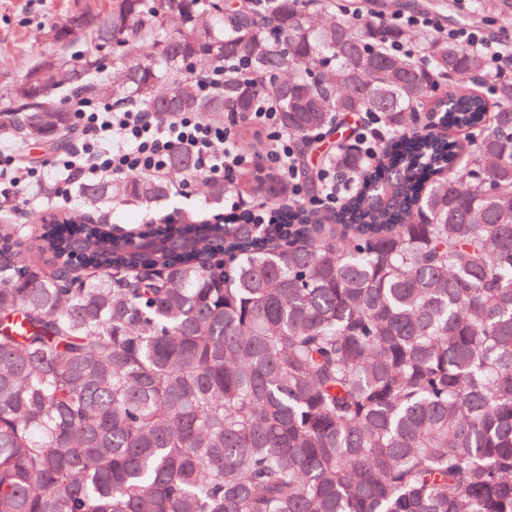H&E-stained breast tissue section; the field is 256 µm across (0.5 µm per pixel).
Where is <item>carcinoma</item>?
Returning a JSON list of instances; mask_svg holds the SVG:
<instances>
[{
    "label": "carcinoma",
    "instance_id": "cac0c4a2",
    "mask_svg": "<svg viewBox=\"0 0 512 512\" xmlns=\"http://www.w3.org/2000/svg\"><path fill=\"white\" fill-rule=\"evenodd\" d=\"M474 13L512 26V0ZM84 33L77 59L0 87V137L60 141L77 90L217 124L265 93L300 155L358 118L328 161L357 183L322 216L270 176L267 224L35 213L42 263L26 225L1 228L0 512H512V76L442 29L400 53L399 27L333 0H113L50 41ZM223 59L252 76L222 97L182 78ZM169 166L216 208L255 196L250 169ZM297 178L308 199L323 174ZM82 194L150 206L167 188Z\"/></svg>",
    "mask_w": 512,
    "mask_h": 512
}]
</instances>
